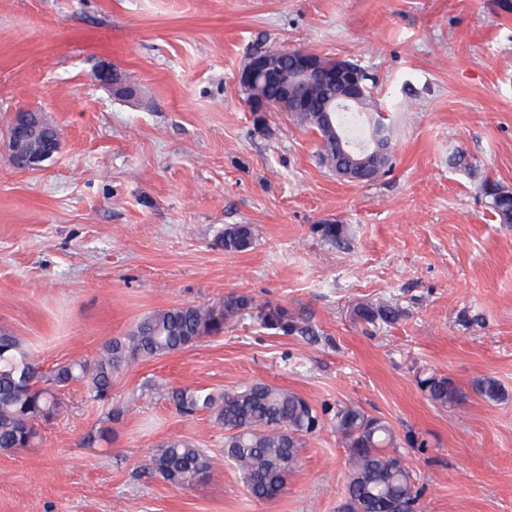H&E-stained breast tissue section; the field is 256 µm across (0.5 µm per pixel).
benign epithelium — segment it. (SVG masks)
<instances>
[{
	"label": "benign epithelium",
	"instance_id": "obj_1",
	"mask_svg": "<svg viewBox=\"0 0 512 512\" xmlns=\"http://www.w3.org/2000/svg\"><path fill=\"white\" fill-rule=\"evenodd\" d=\"M315 76L325 82L343 84L344 103L347 105L355 102L363 91L358 65L339 57L336 58V64L328 65L323 56L305 49L256 52L238 72L237 81L244 89L251 88L259 81H272L282 87L287 98L291 99L297 97L298 84ZM98 78L110 85L116 95L127 97L133 92L132 87L115 70L101 71ZM248 106L252 112L284 111L288 108L285 101H269L264 98L251 100ZM29 127L30 124L25 121L12 120L6 130L10 163L22 172L40 169L42 163L57 152V145L50 141L45 143L42 151L34 152Z\"/></svg>",
	"mask_w": 512,
	"mask_h": 512
}]
</instances>
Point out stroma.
<instances>
[{"label": "stroma", "instance_id": "1", "mask_svg": "<svg viewBox=\"0 0 512 512\" xmlns=\"http://www.w3.org/2000/svg\"><path fill=\"white\" fill-rule=\"evenodd\" d=\"M498 0H0V328L44 370L92 359L144 315L178 304L250 306L223 335L132 364L110 440L87 388L61 392L34 446L0 453V512H337L348 450L324 428L285 491L246 492L208 413L155 393L267 382L320 415L355 404L387 421L421 512H512V224L477 186L512 187V13ZM358 63L393 127V168L344 182L290 113L250 112L237 74L258 49ZM137 87L113 96L97 72ZM42 111L60 150L15 170L5 131ZM466 152L470 169L452 158ZM250 224L243 252L216 247ZM341 227L339 240L323 233ZM389 306L397 320H365ZM283 309L290 331L266 326ZM448 378L455 402L422 385ZM491 377L506 393L473 388ZM205 448L210 475L149 474L158 444ZM254 242L255 230L250 224H231L217 239V245L226 251H246Z\"/></svg>", "mask_w": 512, "mask_h": 512}]
</instances>
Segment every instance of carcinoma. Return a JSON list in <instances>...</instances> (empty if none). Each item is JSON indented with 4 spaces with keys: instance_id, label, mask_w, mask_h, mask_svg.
Masks as SVG:
<instances>
[{
    "instance_id": "obj_1",
    "label": "carcinoma",
    "mask_w": 512,
    "mask_h": 512,
    "mask_svg": "<svg viewBox=\"0 0 512 512\" xmlns=\"http://www.w3.org/2000/svg\"><path fill=\"white\" fill-rule=\"evenodd\" d=\"M306 93L311 108L294 113L302 127L318 131L321 143L318 160L336 178L372 182L390 172V132L383 113L371 100V93L358 105L340 107L330 113L331 125L322 124L317 107L321 100L334 98L337 90L310 85ZM478 191L502 224H512V188L490 178ZM255 242L250 224L224 228L217 244L226 251H246ZM249 300L229 295L218 304H181L143 316L122 338L110 340L91 359L73 360L45 373L11 333L0 330V452L7 453L33 445L37 425L56 416L60 402L55 389L73 383L87 385L92 399H112L113 382L130 363L159 359L194 346L201 339L224 333V324ZM476 391L491 400L504 396L497 382L482 378ZM430 398L446 405L455 390L446 377L427 379ZM161 393L183 415L206 411L224 430V458L239 474L250 495L257 500L276 497L299 462L304 437L321 430L324 422L316 409L301 395L264 382L234 391L196 388H163ZM329 426L341 436L348 453V477L338 512H418L420 492L412 471L397 450L391 425L367 415L355 405H340ZM213 460L196 444L170 440L157 446L148 469L169 484L186 488L206 476Z\"/></svg>"
}]
</instances>
